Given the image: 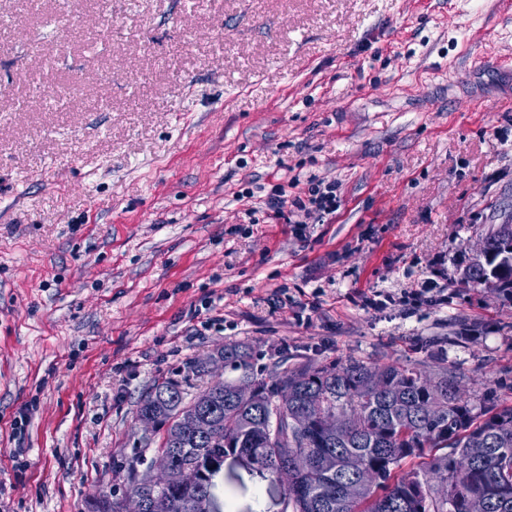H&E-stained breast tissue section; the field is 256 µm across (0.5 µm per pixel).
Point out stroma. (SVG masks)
Masks as SVG:
<instances>
[{
    "mask_svg": "<svg viewBox=\"0 0 512 512\" xmlns=\"http://www.w3.org/2000/svg\"><path fill=\"white\" fill-rule=\"evenodd\" d=\"M489 51L512 56L502 0H0V512L124 496L163 436L142 396L235 379L188 369L227 344L257 374L442 365L512 406V299L455 283L512 215ZM296 175L339 183L335 216L300 232L236 198ZM426 280L445 303H401ZM221 485L281 512L283 484L228 463Z\"/></svg>",
    "mask_w": 512,
    "mask_h": 512,
    "instance_id": "35a3bbf8",
    "label": "stroma"
}]
</instances>
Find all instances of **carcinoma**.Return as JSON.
<instances>
[{
  "label": "carcinoma",
  "instance_id": "obj_1",
  "mask_svg": "<svg viewBox=\"0 0 512 512\" xmlns=\"http://www.w3.org/2000/svg\"><path fill=\"white\" fill-rule=\"evenodd\" d=\"M490 257L465 267L462 275L476 288L499 282L496 291L512 298V258L508 241L487 237ZM224 365L241 374L221 383L214 403L216 426L208 439L186 434L176 443L163 438L160 453L203 470L201 486L224 512L212 464L224 454H250L255 464L286 484L283 512H468L471 497L487 503L486 512H512V407L484 404L474 411L459 378L439 367L367 366L356 360L333 364L273 367L266 375L250 370L246 348L229 344ZM254 388L256 399L243 400L239 385ZM185 403L182 384L164 380L140 399L137 412L161 410L169 428L179 426ZM274 415L277 425L262 419ZM345 426L329 437L321 426L328 417ZM445 450L423 467L401 471L425 449ZM300 455L308 465L285 469L286 459ZM373 479L348 491L357 473ZM196 488L158 492L156 512H191Z\"/></svg>",
  "mask_w": 512,
  "mask_h": 512
}]
</instances>
